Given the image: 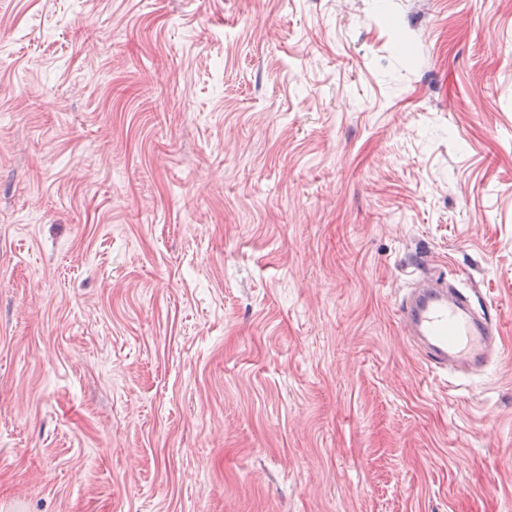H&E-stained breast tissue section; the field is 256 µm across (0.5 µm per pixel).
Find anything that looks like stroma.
<instances>
[{"mask_svg": "<svg viewBox=\"0 0 512 512\" xmlns=\"http://www.w3.org/2000/svg\"><path fill=\"white\" fill-rule=\"evenodd\" d=\"M0 512H512V0H0ZM404 334L433 369L466 372L502 359L498 321L476 315L440 276L414 282L398 305Z\"/></svg>", "mask_w": 512, "mask_h": 512, "instance_id": "35a3bbf8", "label": "stroma"}]
</instances>
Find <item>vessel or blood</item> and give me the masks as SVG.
<instances>
[{
	"mask_svg": "<svg viewBox=\"0 0 512 512\" xmlns=\"http://www.w3.org/2000/svg\"><path fill=\"white\" fill-rule=\"evenodd\" d=\"M398 318L432 368L466 372L502 358L497 319L476 315L467 296L443 278L414 282L398 305Z\"/></svg>",
	"mask_w": 512,
	"mask_h": 512,
	"instance_id": "obj_1",
	"label": "vessel or blood"
}]
</instances>
